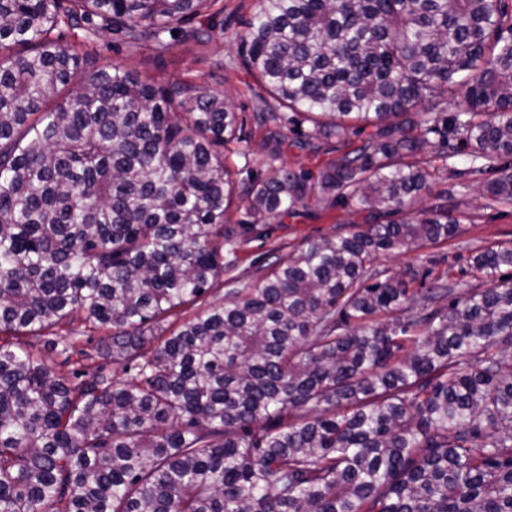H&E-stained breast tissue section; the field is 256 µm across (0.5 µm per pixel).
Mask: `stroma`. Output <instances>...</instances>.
Here are the masks:
<instances>
[{
  "mask_svg": "<svg viewBox=\"0 0 512 512\" xmlns=\"http://www.w3.org/2000/svg\"><path fill=\"white\" fill-rule=\"evenodd\" d=\"M254 9L255 0H224L223 15L213 21L215 28L222 31L219 38L206 45L187 40L164 53L148 47L117 51L111 35H102L89 47L85 68L95 71L119 62L160 82L180 78L207 85L213 92L223 94L245 116L242 136L250 146L249 156L228 155L227 162L233 169L260 176L279 166L321 168L335 159L334 151L323 149L311 153L298 149L294 144L295 133L286 129L282 130L277 143H268L266 130L257 128L252 119L253 113L272 111L277 106L265 89L238 66V38L247 31ZM467 165V157L460 155L450 162L432 159L430 167L431 194L447 197L455 216L462 222L461 232L454 238L378 260L379 265L401 271L412 290H419L421 273L428 271L437 278L446 273L449 266L466 265L472 255L491 245L512 244V205L485 207L480 193L489 180L488 175L463 180L453 174L454 169ZM366 222L365 213L340 206L330 208L309 200L306 206L281 216L274 223L252 225L244 235L230 274L245 281L256 280L261 265L272 257L299 248L304 239L345 235Z\"/></svg>",
  "mask_w": 512,
  "mask_h": 512,
  "instance_id": "stroma-1",
  "label": "stroma"
}]
</instances>
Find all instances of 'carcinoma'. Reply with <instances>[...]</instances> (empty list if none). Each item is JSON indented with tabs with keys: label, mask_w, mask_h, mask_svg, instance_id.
Listing matches in <instances>:
<instances>
[{
	"label": "carcinoma",
	"mask_w": 512,
	"mask_h": 512,
	"mask_svg": "<svg viewBox=\"0 0 512 512\" xmlns=\"http://www.w3.org/2000/svg\"><path fill=\"white\" fill-rule=\"evenodd\" d=\"M257 2L238 54L282 111L254 120L336 142L316 176L238 180L224 95L84 68L101 32L209 43L184 25L223 0H0V512H512V278L414 295L374 267L458 234L424 203L430 155L512 204V0ZM312 196L370 224L208 300L229 209L266 224ZM503 267L512 245L468 263Z\"/></svg>",
	"instance_id": "1"
}]
</instances>
